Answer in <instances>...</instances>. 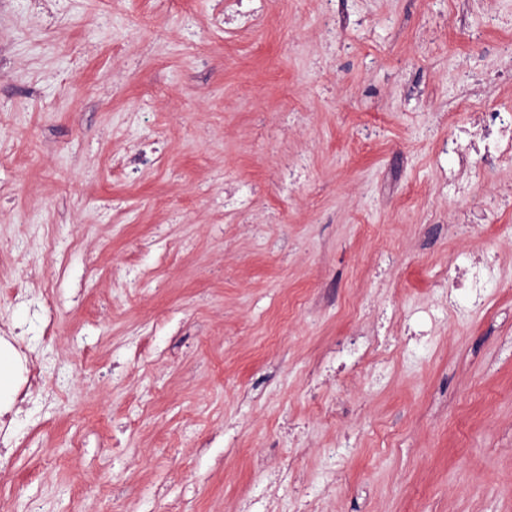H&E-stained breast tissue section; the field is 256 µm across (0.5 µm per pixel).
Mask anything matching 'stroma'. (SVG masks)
Returning a JSON list of instances; mask_svg holds the SVG:
<instances>
[{"label":"stroma","mask_w":512,"mask_h":512,"mask_svg":"<svg viewBox=\"0 0 512 512\" xmlns=\"http://www.w3.org/2000/svg\"><path fill=\"white\" fill-rule=\"evenodd\" d=\"M217 5L0 0V327L70 378L15 410L0 512H512V159L458 193L442 151L474 76L512 107V0ZM466 246L492 295L452 313ZM253 0H225L223 8L218 9L212 18L213 24L217 27H224L225 30L233 29V26L241 19L256 22L262 12L256 9H246L244 2Z\"/></svg>","instance_id":"obj_1"}]
</instances>
